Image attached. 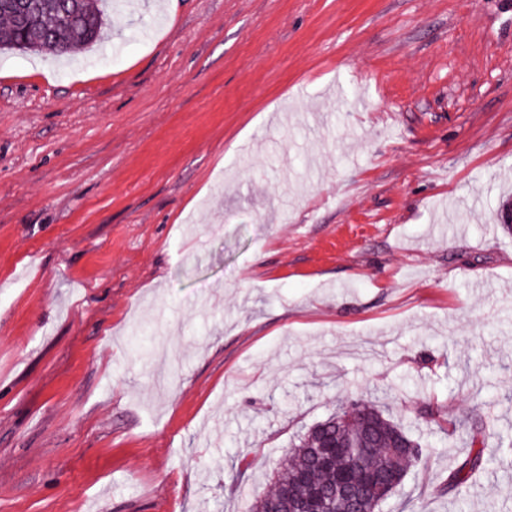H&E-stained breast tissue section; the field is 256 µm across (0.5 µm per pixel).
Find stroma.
I'll list each match as a JSON object with an SVG mask.
<instances>
[{"label":"stroma","instance_id":"stroma-1","mask_svg":"<svg viewBox=\"0 0 512 512\" xmlns=\"http://www.w3.org/2000/svg\"><path fill=\"white\" fill-rule=\"evenodd\" d=\"M0 51V512H248L373 399L384 512H512V0H112ZM485 417L495 458L426 406ZM367 437L372 438L375 447L368 463L373 469L393 471L404 479L422 459V444L400 422L386 417L382 410L368 400H354L346 409L316 422L299 436L298 442L282 460L270 488L253 499L248 511L265 512L271 503L281 509L279 512L293 511L285 492L288 486L300 483L303 471L309 475V484L301 489L303 496L312 497L320 490L331 489L334 485V472L315 462L312 456L314 449L321 448L328 439L358 445ZM400 444L406 447L398 451L397 446ZM372 452L373 447L366 443L354 447L341 444L332 448L335 457L350 460L364 471L361 480L354 479L349 468L341 470L337 475L336 496L349 499L357 509L364 500L363 493L366 490L388 493L399 481V477L394 474L367 468V460ZM428 416L437 422L441 431L448 437L457 435V433L466 432L470 438V449L468 453L458 460L453 467L448 469V474L442 482V491L445 494L460 495L464 488H467L470 480L477 473H481L489 468L493 463L492 458L484 456V444L487 430L484 423L481 425L470 426L468 418L449 416L443 417L433 409L428 411ZM440 417H442L440 419Z\"/></svg>","mask_w":512,"mask_h":512}]
</instances>
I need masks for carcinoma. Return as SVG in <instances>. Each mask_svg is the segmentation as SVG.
<instances>
[{
    "instance_id": "cac0c4a2",
    "label": "carcinoma",
    "mask_w": 512,
    "mask_h": 512,
    "mask_svg": "<svg viewBox=\"0 0 512 512\" xmlns=\"http://www.w3.org/2000/svg\"><path fill=\"white\" fill-rule=\"evenodd\" d=\"M105 25L104 12L96 0H0V49L10 48L62 56L78 46L90 45L101 37ZM428 416L441 431L452 437L467 433L468 453L453 467L442 482L444 493L459 495L470 480L489 468L492 458L484 456L487 430L471 426L464 417H440L430 410ZM372 438L375 452L368 466L406 476L420 463L422 444L398 421L387 416L368 400H355L339 413L316 422L298 438L281 462L268 490L256 496L249 512H264L270 504L281 512H292L286 491L300 483L302 472L309 475V484L301 494L312 497L334 485V472L315 462L312 452L329 439L358 445Z\"/></svg>"
}]
</instances>
